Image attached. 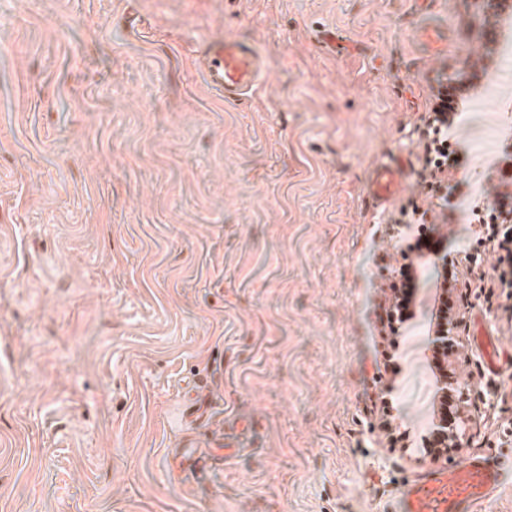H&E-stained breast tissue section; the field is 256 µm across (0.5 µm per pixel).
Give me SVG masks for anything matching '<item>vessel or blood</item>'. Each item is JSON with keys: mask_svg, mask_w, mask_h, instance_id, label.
Masks as SVG:
<instances>
[{"mask_svg": "<svg viewBox=\"0 0 512 512\" xmlns=\"http://www.w3.org/2000/svg\"><path fill=\"white\" fill-rule=\"evenodd\" d=\"M201 70L207 86L234 103L249 97L266 78L260 48L228 35L211 36L205 43ZM410 162L391 157L368 171L365 196L373 208L391 204L404 191ZM473 342L481 350L490 374H512V351L476 322ZM247 434L238 422L225 423L217 438L225 459L236 457ZM512 482V460L476 454L459 462L430 465L408 482L395 503V512H480L500 488Z\"/></svg>", "mask_w": 512, "mask_h": 512, "instance_id": "1", "label": "vessel or blood"}]
</instances>
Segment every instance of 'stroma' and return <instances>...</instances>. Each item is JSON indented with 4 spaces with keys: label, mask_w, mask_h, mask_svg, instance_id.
<instances>
[{
    "label": "stroma",
    "mask_w": 512,
    "mask_h": 512,
    "mask_svg": "<svg viewBox=\"0 0 512 512\" xmlns=\"http://www.w3.org/2000/svg\"><path fill=\"white\" fill-rule=\"evenodd\" d=\"M512 0H0V512H393L433 461L512 458V393L471 343L512 313L481 289L458 200L500 184L512 138L448 131V198L421 186L432 87L478 86ZM445 34L433 57L424 26ZM336 30L346 48L318 37ZM257 42L268 80L225 102L205 39ZM487 44L484 57L472 55ZM411 160L372 209L370 165ZM416 199L447 220L459 445L425 357L436 291L418 268L407 337L380 306ZM202 392L203 419L188 402ZM248 421L234 460L211 422Z\"/></svg>",
    "instance_id": "35a3bbf8"
}]
</instances>
